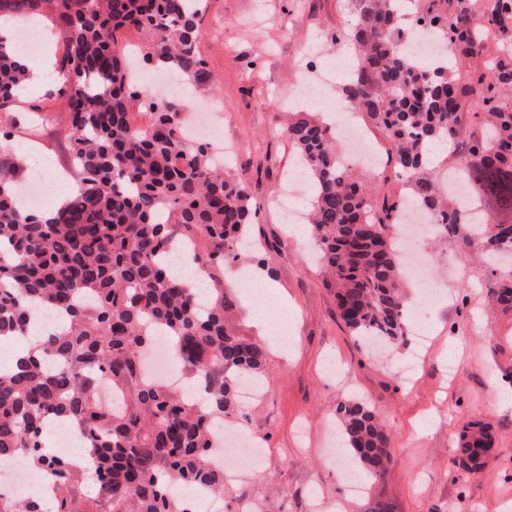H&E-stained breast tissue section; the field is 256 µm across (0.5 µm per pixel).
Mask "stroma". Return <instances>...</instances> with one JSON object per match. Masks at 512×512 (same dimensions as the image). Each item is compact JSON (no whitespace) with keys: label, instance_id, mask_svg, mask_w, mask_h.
I'll use <instances>...</instances> for the list:
<instances>
[{"label":"stroma","instance_id":"stroma-1","mask_svg":"<svg viewBox=\"0 0 512 512\" xmlns=\"http://www.w3.org/2000/svg\"><path fill=\"white\" fill-rule=\"evenodd\" d=\"M350 18L347 0H207L199 50L224 98V128L235 144L230 169L257 205L255 237L277 245L266 273L272 306L258 311L228 285L242 333L269 351L264 394L246 405L244 428L259 436L258 465L224 478L228 512H365L383 500L394 512H512V405L498 401L512 387V312L491 309L485 288L460 243L430 242L427 340L389 348L386 359L357 346L336 313L334 290L320 275L306 240L286 234L276 202L286 188L292 149L283 134L289 96L306 64L309 43L329 41ZM39 106L43 126L17 122L12 139L32 162L67 164L71 126L61 96L31 86L22 109ZM349 378L341 385L328 362ZM355 395L372 406L392 436L384 477L364 478L353 495L325 435L338 399ZM488 423L494 449L474 476L456 463L462 426Z\"/></svg>","mask_w":512,"mask_h":512}]
</instances>
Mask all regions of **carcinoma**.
<instances>
[{"label": "carcinoma", "instance_id": "obj_1", "mask_svg": "<svg viewBox=\"0 0 512 512\" xmlns=\"http://www.w3.org/2000/svg\"><path fill=\"white\" fill-rule=\"evenodd\" d=\"M341 33L356 51L344 99L391 142V162L408 195L436 218L437 237L483 257L479 270L493 304L512 310V0H350ZM205 0H0V20L43 17L66 34L62 84L49 95L69 108L70 169L80 189L45 218L24 216L15 192L22 163L0 165V340L24 339L40 306L65 319L30 354L0 369V459L26 457L56 485L51 512H72V494L91 480L98 512H195L174 486L224 491L212 463L214 419L238 415L237 386L263 376L267 350L243 336L225 295L224 270L244 260L241 243L257 208L244 181L213 165L209 145L180 135L185 102L160 103L127 81L122 37L142 31L136 55L204 89L211 75L199 51ZM445 33L456 53L446 67L413 71L396 49L410 23ZM502 45L486 69H465L484 31ZM28 75L21 55L0 38V111H11ZM288 143L310 177L308 231L322 272L335 288L341 321L361 344H402L407 294L394 229L405 198L369 190L340 160L336 136L317 112H295ZM451 149L466 184L477 181L491 211L468 213L441 190L434 146ZM194 241L185 263L205 271L197 289L173 277V238ZM177 348L187 379L205 383L206 405L144 374L156 332ZM125 389L120 413L96 398L100 383ZM69 421L84 467L43 449V421ZM344 448L367 476L386 474L391 437L376 412L355 396L336 403ZM490 427L468 423L458 435L457 464L476 474L477 449ZM0 512H45L42 501L0 496Z\"/></svg>", "mask_w": 512, "mask_h": 512}]
</instances>
